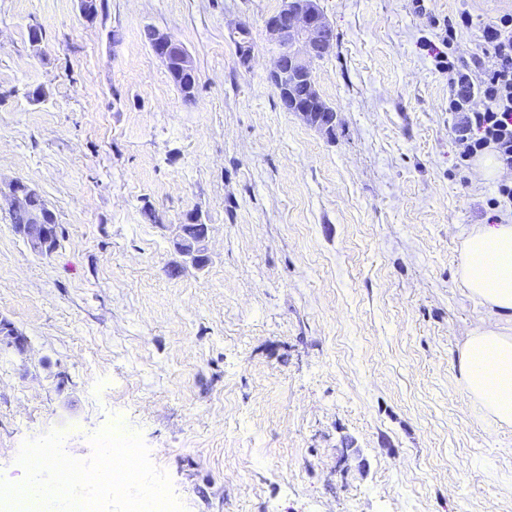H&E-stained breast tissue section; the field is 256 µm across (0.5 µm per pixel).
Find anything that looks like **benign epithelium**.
Instances as JSON below:
<instances>
[{
	"instance_id": "benign-epithelium-1",
	"label": "benign epithelium",
	"mask_w": 512,
	"mask_h": 512,
	"mask_svg": "<svg viewBox=\"0 0 512 512\" xmlns=\"http://www.w3.org/2000/svg\"><path fill=\"white\" fill-rule=\"evenodd\" d=\"M266 30L276 52L270 82L278 95L286 100L291 77L303 71L312 72L315 62L333 48V28L318 0H284L281 9L267 19ZM235 32L237 55L246 65L252 58L253 46L245 26L236 27ZM150 48L167 71L178 69L196 73L190 53L169 33L154 28ZM321 104L322 98L314 87L309 99L301 104L293 103L291 111L300 114L310 124L328 123L333 119V113L321 112ZM37 195L34 188L21 180L10 182L5 189L0 187V198L6 199L9 212L26 213L27 223L16 225L15 231L36 255L53 245L54 239V225L49 223L54 217L53 211L46 204L38 210L29 207L30 199Z\"/></svg>"
}]
</instances>
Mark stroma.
<instances>
[{
	"label": "stroma",
	"instance_id": "35a3bbf8",
	"mask_svg": "<svg viewBox=\"0 0 512 512\" xmlns=\"http://www.w3.org/2000/svg\"><path fill=\"white\" fill-rule=\"evenodd\" d=\"M319 5L324 129L269 81L281 0H107L92 21L76 0H0V180L59 224L38 256L0 207V318L27 340L0 351L1 480L23 483L37 435L87 458L118 425L186 512H512V426L482 417L458 364L491 317L463 245L512 173L461 162L425 48L465 10L470 59L512 0ZM149 26L193 57L195 102ZM192 221L200 270L172 242Z\"/></svg>",
	"mask_w": 512,
	"mask_h": 512
}]
</instances>
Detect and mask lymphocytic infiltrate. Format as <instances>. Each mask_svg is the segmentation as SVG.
I'll list each match as a JSON object with an SVG mask.
<instances>
[{
  "label": "lymphocytic infiltrate",
  "instance_id": "obj_1",
  "mask_svg": "<svg viewBox=\"0 0 512 512\" xmlns=\"http://www.w3.org/2000/svg\"><path fill=\"white\" fill-rule=\"evenodd\" d=\"M480 54L462 61L452 41L436 48L438 69L448 73L451 133L461 146V161L492 152L512 171V12L480 29Z\"/></svg>",
  "mask_w": 512,
  "mask_h": 512
}]
</instances>
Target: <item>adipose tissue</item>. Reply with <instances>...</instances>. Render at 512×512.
<instances>
[{
    "mask_svg": "<svg viewBox=\"0 0 512 512\" xmlns=\"http://www.w3.org/2000/svg\"><path fill=\"white\" fill-rule=\"evenodd\" d=\"M460 278L470 293L498 315L478 327L460 351L464 390L493 421L512 424V224L483 225L467 238Z\"/></svg>",
    "mask_w": 512,
    "mask_h": 512,
    "instance_id": "obj_1",
    "label": "adipose tissue"
}]
</instances>
